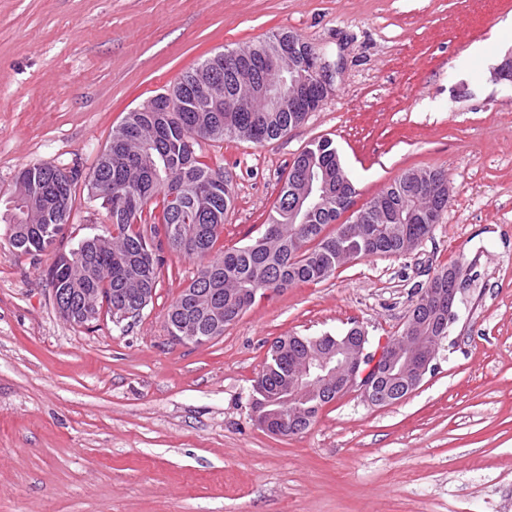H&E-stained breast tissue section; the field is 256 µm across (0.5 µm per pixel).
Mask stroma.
I'll return each mask as SVG.
<instances>
[{"mask_svg":"<svg viewBox=\"0 0 512 512\" xmlns=\"http://www.w3.org/2000/svg\"><path fill=\"white\" fill-rule=\"evenodd\" d=\"M512 0H0V201L34 163L89 176L113 127L190 67L291 31L335 63L333 90L263 144L197 150L234 181L219 242L258 235L295 158L334 141L359 210L410 169L452 197L411 253L349 262L265 297L203 344L169 305L197 262L164 250L137 319L62 317L46 271L0 224V512H512ZM110 222L76 186L64 248ZM477 274L419 387L391 405L352 390L305 431L254 420L252 384L280 336L371 345L430 279Z\"/></svg>","mask_w":512,"mask_h":512,"instance_id":"1","label":"stroma"}]
</instances>
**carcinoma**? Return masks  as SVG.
I'll use <instances>...</instances> for the list:
<instances>
[{
    "label": "carcinoma",
    "instance_id": "carcinoma-1",
    "mask_svg": "<svg viewBox=\"0 0 512 512\" xmlns=\"http://www.w3.org/2000/svg\"><path fill=\"white\" fill-rule=\"evenodd\" d=\"M293 44L295 57L276 61L288 70L308 57L310 44L291 32L273 34L251 45L205 59L181 75L170 94H159L139 110L126 113L112 130L89 176L91 197L101 201L111 228L56 255L46 272L52 293L63 299L68 318L77 324L95 321L101 310L121 322L137 318L150 303L161 262L140 229L144 209L153 205V237L164 233L170 249L199 262L191 283L167 310L174 336H221L224 325L242 315L259 292L280 291L299 283H319L345 263L366 256H400L414 250L430 233L428 213L448 207V178L435 169L406 171L362 209L357 224H337L336 197L352 183L333 140L320 138L293 161L268 215L264 232L231 249L216 247L224 217L232 205L224 187V168L204 160L200 140L222 142L237 137L262 144L283 136L282 130L304 120L302 112H272L254 99L226 100L220 112H195L187 105L195 94L200 71L220 70L228 80L243 79L245 57H272L279 42ZM327 185L323 200L306 223L288 220L287 203L302 191L310 170ZM78 174L51 164H33L19 173L14 205L0 220L7 224L11 245L25 254L55 247L69 222ZM461 276V266L436 273L429 287L448 293V271ZM333 345L328 336H286L275 341L265 368L253 385V408L271 432L285 436L306 430L319 409L336 399L325 390L294 396L293 371L309 354Z\"/></svg>",
    "mask_w": 512,
    "mask_h": 512
}]
</instances>
